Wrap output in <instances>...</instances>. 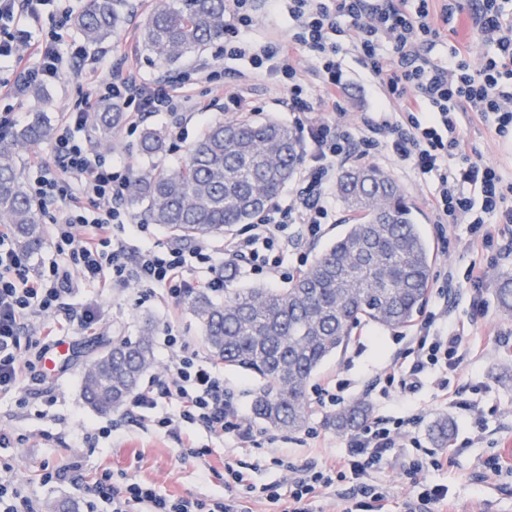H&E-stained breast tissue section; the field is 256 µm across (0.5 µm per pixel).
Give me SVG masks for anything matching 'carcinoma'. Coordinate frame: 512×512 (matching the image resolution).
Returning <instances> with one entry per match:
<instances>
[{
	"label": "carcinoma",
	"mask_w": 512,
	"mask_h": 512,
	"mask_svg": "<svg viewBox=\"0 0 512 512\" xmlns=\"http://www.w3.org/2000/svg\"><path fill=\"white\" fill-rule=\"evenodd\" d=\"M124 0H86L73 17L83 41L98 47L112 37ZM227 0H160L141 27L139 43L155 59L175 64L224 40ZM124 113L103 103L89 117L99 144H109L125 123ZM52 117L0 134V224L13 228V243L25 254L44 244L41 209L23 177L21 152L50 139ZM147 162L130 178L128 205L152 224L183 241L223 236L248 224L295 175L302 153L291 128L277 120L215 119L188 148L183 161L166 166V133L144 131ZM336 194L349 222L342 235L285 288L236 286L224 276V301L190 290L185 305L203 329L210 355L257 383L253 412L269 428L296 432L306 423V386L330 357L351 341L355 325L382 328L415 322L429 294L432 255L406 197L373 165L342 170ZM497 302L512 312V275L500 277ZM151 321L136 340L119 339L87 364L81 392L95 410L120 408L154 364ZM371 412L355 401L327 420L340 434L353 432ZM451 424L441 418L433 436L448 447Z\"/></svg>",
	"instance_id": "cac0c4a2"
}]
</instances>
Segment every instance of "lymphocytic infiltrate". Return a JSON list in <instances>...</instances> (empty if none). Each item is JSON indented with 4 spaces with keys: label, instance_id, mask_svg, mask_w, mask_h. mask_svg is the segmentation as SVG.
<instances>
[{
    "label": "lymphocytic infiltrate",
    "instance_id": "lymphocytic-infiltrate-1",
    "mask_svg": "<svg viewBox=\"0 0 512 512\" xmlns=\"http://www.w3.org/2000/svg\"><path fill=\"white\" fill-rule=\"evenodd\" d=\"M253 2L229 0L224 53L248 59L253 70L270 74L286 89L281 104L294 116L304 153L299 189L289 200H272L247 233L225 238L223 250L205 241L188 247L146 243L130 249L119 235L132 221L122 206L130 168L79 136L87 113L83 104H75L54 134L52 160L38 154L29 159L31 196L53 206L48 222L55 259L31 268L27 255L9 247V225H0V394L21 390L35 361L62 336L75 331L96 335L98 315L65 302L76 282L103 292L133 283L146 295L160 289L174 299L187 289L188 272L205 268L213 273L208 288L220 292L224 278L213 272L220 257L272 281L288 279L277 231L295 224L300 241L317 239L333 217L328 194L336 173L353 157L386 154L409 164L428 187L426 203L437 224L469 225L473 245L501 249L502 228L512 224V181L497 167L472 158L463 123L477 118L491 123L498 136L512 133V0H444L438 10L431 0H288L292 35L266 43L253 42L248 35ZM43 3L0 0V71L14 74L25 88L64 77L94 83L100 100L125 112L128 132H135L143 118L167 112L177 117L172 136L183 139L186 127L178 115L186 103L184 80H148L129 68L102 81L93 59L66 67L58 31L36 37L21 27L24 19L36 17ZM461 15L477 31L485 53L456 43L445 58H434L432 50L441 38L437 19ZM344 18L351 22L353 50L395 107L392 114L364 118L365 129L357 134L333 117L345 89L334 40ZM305 49L315 52L321 64L324 93L316 100L298 78L299 55ZM470 328L468 322L450 319L445 309L430 314L411 339L412 366L387 374L385 387L428 374L443 400L454 403L458 392L449 386L448 369L456 365ZM164 346L171 355L169 365L137 392L133 406L153 411L155 428L173 430L188 423L250 447L254 435L240 422L216 363L187 352L171 332ZM162 405L167 413H159ZM419 418L409 409L390 423L368 422L348 437L347 453L319 468L300 469L287 457L276 458L288 475L286 495L276 484H249L230 461L224 464L228 496L210 504L163 495L152 485L129 480L111 484L102 479L94 490L111 500L112 512H248L236 496L242 488L259 493L280 512H311L314 498L331 487L334 476L368 477L387 452L406 446ZM449 509L447 490L424 483L416 498L402 503L390 491L372 492L367 506V512Z\"/></svg>",
    "mask_w": 512,
    "mask_h": 512
}]
</instances>
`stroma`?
Segmentation results:
<instances>
[{"instance_id":"stroma-1","label":"stroma","mask_w":512,"mask_h":512,"mask_svg":"<svg viewBox=\"0 0 512 512\" xmlns=\"http://www.w3.org/2000/svg\"><path fill=\"white\" fill-rule=\"evenodd\" d=\"M156 3L157 0H126L125 20L118 31L102 47L89 48V55L103 57L105 61L101 78H111L121 66L137 68L152 79L188 73L198 65L207 64L223 71L225 80L234 85L240 74L249 73L248 61L225 57L220 42L174 65L161 63L139 49L138 32ZM291 33L292 22L285 6L259 0L250 30L252 40L260 43L284 40ZM338 60L347 76V89L341 99L343 119L355 128L362 115L382 107L384 100L351 46H344ZM189 95L192 109H203L204 114L188 123L185 140L168 139L164 158L168 166L185 157L190 142L197 138L205 122L224 113L223 106L211 105L206 84L190 85ZM285 95V88L275 79L251 75L246 116L293 123V115L281 105ZM79 99L86 101L91 112L100 103L87 85L63 78L44 85L39 99L26 93L16 98L0 94V113H14L13 125L17 128L36 112L49 113L61 123L67 120L69 108ZM464 132L471 148L484 161L512 177V140L499 138L494 129L477 120L465 123ZM370 163L400 186L431 243L433 269L424 312L434 311L437 292L444 288L448 291L453 318L475 322L472 349L464 355L458 368L448 374L451 385L462 387L464 405L457 408L444 403L437 386L428 380L416 393L398 391L393 398H382L376 388L379 376L394 361L408 365L414 361L408 352L414 330L384 329L365 322L354 329L353 340L346 350L324 362L307 389L315 391L328 378L343 380L348 384L345 403L365 400L371 404L374 416L386 420L401 416L408 406L422 410L423 418L414 430L418 447L393 449L372 475L373 483L389 487L396 501L416 497L418 489L408 472L409 461L416 453L436 451L431 426L437 418L445 416L454 424L450 446L455 450V465L440 471L428 469L425 473L428 484L447 488L457 512H512V473L505 471L494 477L489 474L503 444L512 442V315L504 314L496 300L500 276L512 273V254L498 256L471 248L468 225L438 227L425 203L427 186L407 165L383 154L371 157ZM346 218L344 209H337L335 223L325 225L321 237L302 244L297 252L287 246L295 227H282L277 236L286 245L285 266H294L301 251L308 260H315L342 232ZM473 262L489 265L483 288L475 292L465 283V271ZM70 302L79 309L97 308L104 324L101 334L70 333L65 338L64 352L53 353L51 361L36 362L31 379L24 383L29 391L27 398H19L15 393L0 397V471L9 470L24 492L41 505L66 502L76 512H86L84 487L106 470L118 477L150 484L164 495H191L207 500L224 494L225 460L251 467L255 484L284 485L288 477L272 464L273 456L284 453L296 465L306 466L324 464L344 452L345 436L326 425L327 418L335 412L334 407L313 404L304 430L288 433L268 429L253 414L255 381L230 368L224 371V387L231 393L243 422L256 434L255 443L248 448L236 447L229 439L192 432L186 425L181 434L194 433L196 441L209 446L211 453L202 462L185 459L180 455V434L154 431L139 414L123 408L107 413L93 410L84 402L80 390L85 363L117 339L136 338L143 321L154 324L153 348L159 365L169 362L163 344L166 329H173L189 349L200 355H207L208 346L201 327L180 299L146 297L134 287L102 293L93 286L81 284ZM111 425L117 426V435L99 437V428ZM311 431L318 433V443L308 440ZM61 467L71 468L70 480L46 481V472Z\"/></svg>"}]
</instances>
